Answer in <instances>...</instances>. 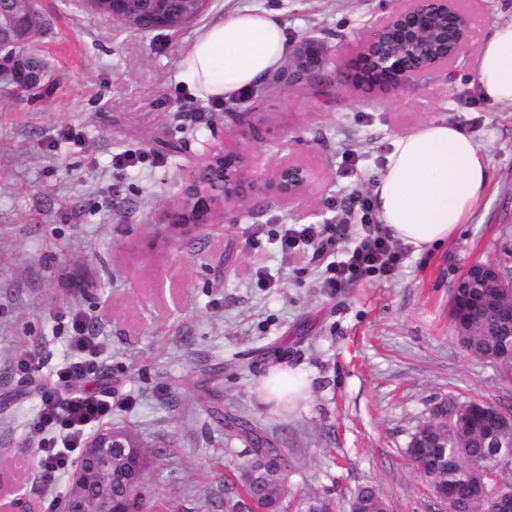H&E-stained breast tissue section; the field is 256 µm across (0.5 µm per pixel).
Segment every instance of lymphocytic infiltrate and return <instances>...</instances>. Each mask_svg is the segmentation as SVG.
I'll return each mask as SVG.
<instances>
[{"label": "lymphocytic infiltrate", "instance_id": "f902f5d3", "mask_svg": "<svg viewBox=\"0 0 512 512\" xmlns=\"http://www.w3.org/2000/svg\"><path fill=\"white\" fill-rule=\"evenodd\" d=\"M358 207L362 233L354 247L346 246L340 225L294 224L278 234L282 253L309 246L314 257H328L322 285L333 292L373 273L394 275L406 257L405 248L393 244L367 199H360ZM72 331L70 347L78 359L60 368L52 387L40 395L37 430L42 436L40 470L46 482L64 470L93 429L112 416L111 397L90 396L80 389L81 381L96 367L90 324L83 316L73 315Z\"/></svg>", "mask_w": 512, "mask_h": 512}]
</instances>
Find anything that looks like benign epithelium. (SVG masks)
<instances>
[{"mask_svg":"<svg viewBox=\"0 0 512 512\" xmlns=\"http://www.w3.org/2000/svg\"><path fill=\"white\" fill-rule=\"evenodd\" d=\"M91 12L131 30H171L194 17L206 0H81ZM35 29L29 13L17 12L14 0H0V77L16 86L41 92L51 80V68L32 50ZM468 17L459 0H400V5L382 18L370 36L355 46L333 48L324 40L303 39L292 51L288 81L297 89L331 78L338 88L351 91L392 92L414 87L436 72H444L459 59L468 45ZM311 186L310 169L284 159L266 176L251 156L227 144L210 148L204 163L187 178L167 223L184 232L210 223L214 215L237 206L266 190L274 191L284 204L298 203ZM463 275L474 278L483 291L484 304L512 318V303L499 305L500 291L512 288V263L500 258L474 261ZM487 447L496 467L485 478L499 483L500 469L512 464V444L499 433L512 425V417L486 415ZM145 445L127 432L101 427L84 444L72 475L68 500L78 502L95 489L94 512H143V483L127 459L143 452ZM127 480L126 503L115 510L111 485L94 480L93 472ZM479 512H512V494L501 490L488 497Z\"/></svg>","mask_w":512,"mask_h":512,"instance_id":"benign-epithelium-1","label":"benign epithelium"}]
</instances>
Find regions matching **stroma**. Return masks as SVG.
<instances>
[{
  "label": "stroma",
  "mask_w": 512,
  "mask_h": 512,
  "mask_svg": "<svg viewBox=\"0 0 512 512\" xmlns=\"http://www.w3.org/2000/svg\"><path fill=\"white\" fill-rule=\"evenodd\" d=\"M235 3L277 12L290 45H354L398 0H209L203 16ZM462 5L471 40L447 73L387 94L264 82L230 103L263 116L239 140L178 78L198 21L139 33L75 0H42L51 83L32 97L0 82V496L63 512L73 471L43 484L35 424L79 311L98 336L83 389L111 393L112 427L160 454L148 512H227L250 444L211 418L215 407L287 449L290 489L335 512L366 484L388 512H441L407 454L413 433L444 398L512 410V367L469 358L449 317L465 265L512 248V107L485 103L476 83L478 41L512 21V0ZM431 119L486 152L491 184L471 221L393 276L322 288L325 261L283 255L276 233L337 223L370 196L392 140ZM222 142L266 173L303 162L310 189L292 206L256 196L188 235L162 223L186 173ZM276 366L305 376L308 398L264 403L258 384Z\"/></svg>",
  "instance_id": "obj_1"
}]
</instances>
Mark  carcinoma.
Segmentation results:
<instances>
[{"label": "carcinoma", "mask_w": 512, "mask_h": 512, "mask_svg": "<svg viewBox=\"0 0 512 512\" xmlns=\"http://www.w3.org/2000/svg\"><path fill=\"white\" fill-rule=\"evenodd\" d=\"M469 336L466 337L467 353L475 360H495L512 348V321L499 318L495 311L478 309L468 316ZM467 427V436L457 438L452 425L444 420L427 421L414 434L419 448L408 449L409 455L420 461L424 473L429 476L430 488L438 494H451L457 502L459 512L473 508V501L484 495V491L495 492V487L483 480V473L476 471L473 460L483 459V468L490 470L495 462L485 457L484 432L486 425L477 415L462 418ZM235 435H243L250 443L257 436L249 419L240 417L228 425ZM265 455L257 448L241 465L236 507L248 512L258 506L262 512H281L282 502L277 481L288 480L290 462L288 455L266 443ZM304 508L317 512H332L330 501L315 495H301ZM386 502L373 486L359 488L350 502V512H384Z\"/></svg>", "instance_id": "obj_1"}]
</instances>
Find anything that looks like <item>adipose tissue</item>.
Wrapping results in <instances>:
<instances>
[{
    "instance_id": "obj_1",
    "label": "adipose tissue",
    "mask_w": 512,
    "mask_h": 512,
    "mask_svg": "<svg viewBox=\"0 0 512 512\" xmlns=\"http://www.w3.org/2000/svg\"><path fill=\"white\" fill-rule=\"evenodd\" d=\"M288 40L277 12L242 6L202 25L187 50L180 81L197 94L232 100L284 65ZM476 79L485 102L512 106V21L496 24L478 46ZM482 146L445 120L396 137L371 194L381 224L416 252L453 239L490 186ZM265 402L296 401L309 383L278 368L261 380Z\"/></svg>"
}]
</instances>
